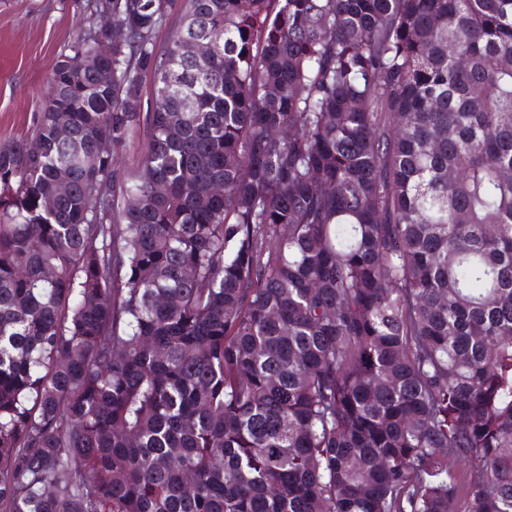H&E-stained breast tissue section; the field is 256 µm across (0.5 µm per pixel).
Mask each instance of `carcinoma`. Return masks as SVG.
Returning a JSON list of instances; mask_svg holds the SVG:
<instances>
[{
	"label": "carcinoma",
	"instance_id": "1",
	"mask_svg": "<svg viewBox=\"0 0 512 512\" xmlns=\"http://www.w3.org/2000/svg\"><path fill=\"white\" fill-rule=\"evenodd\" d=\"M97 12L0 147V512H512V0ZM174 16L175 13L157 29L155 33L157 44H164L176 29L177 24L173 19ZM171 39L177 42L182 58L189 59V61L207 57L214 51V45L211 41L204 37H191L181 29H176ZM148 131L142 125L136 130L129 142L122 149L117 150L114 156L116 168L127 174H134L139 170L144 148L147 144Z\"/></svg>",
	"mask_w": 512,
	"mask_h": 512
}]
</instances>
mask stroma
I'll return each instance as SVG.
<instances>
[{
	"mask_svg": "<svg viewBox=\"0 0 512 512\" xmlns=\"http://www.w3.org/2000/svg\"><path fill=\"white\" fill-rule=\"evenodd\" d=\"M98 0H0V145L28 136L52 69L98 19Z\"/></svg>",
	"mask_w": 512,
	"mask_h": 512,
	"instance_id": "35a3bbf8",
	"label": "stroma"
}]
</instances>
